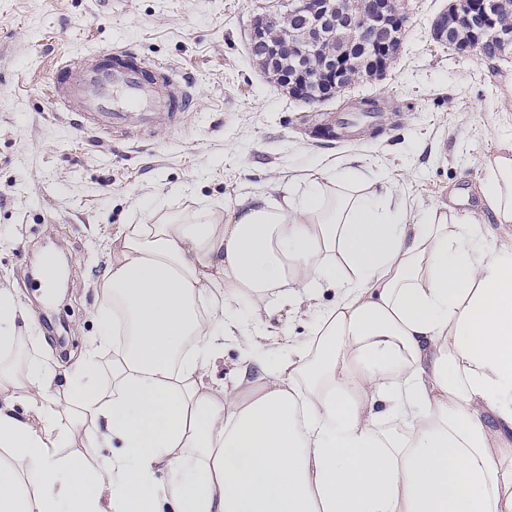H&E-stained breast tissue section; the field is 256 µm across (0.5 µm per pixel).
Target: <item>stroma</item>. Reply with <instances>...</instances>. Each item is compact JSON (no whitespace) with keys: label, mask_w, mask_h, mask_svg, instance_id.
I'll use <instances>...</instances> for the list:
<instances>
[{"label":"stroma","mask_w":512,"mask_h":512,"mask_svg":"<svg viewBox=\"0 0 512 512\" xmlns=\"http://www.w3.org/2000/svg\"><path fill=\"white\" fill-rule=\"evenodd\" d=\"M280 0H0V278L41 319L36 265L48 242L69 259L68 285L43 329L62 365L95 332V286L112 236L134 211L232 205L321 164L398 185L409 205L476 191L482 156L512 139V53L461 56L431 36L448 0H405L403 46L383 79L349 98L379 99L382 128L352 140L312 134L316 117L250 55L256 14ZM134 49L193 80L196 106L159 129L112 136L57 116L61 56Z\"/></svg>","instance_id":"1"}]
</instances>
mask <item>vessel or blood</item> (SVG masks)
<instances>
[{
    "instance_id": "b4317fda",
    "label": "vessel or blood",
    "mask_w": 512,
    "mask_h": 512,
    "mask_svg": "<svg viewBox=\"0 0 512 512\" xmlns=\"http://www.w3.org/2000/svg\"><path fill=\"white\" fill-rule=\"evenodd\" d=\"M50 96L63 113L76 116L101 133L131 124L167 127L191 109L195 90L168 62L143 68L130 49L110 51L108 59L90 55L60 61Z\"/></svg>"
}]
</instances>
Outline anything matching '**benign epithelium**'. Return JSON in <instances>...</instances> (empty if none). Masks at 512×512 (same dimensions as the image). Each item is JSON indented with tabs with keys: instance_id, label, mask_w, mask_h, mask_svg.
I'll return each instance as SVG.
<instances>
[{
	"instance_id": "1",
	"label": "benign epithelium",
	"mask_w": 512,
	"mask_h": 512,
	"mask_svg": "<svg viewBox=\"0 0 512 512\" xmlns=\"http://www.w3.org/2000/svg\"><path fill=\"white\" fill-rule=\"evenodd\" d=\"M403 0H294L295 12L304 20L297 33L288 20L271 11L260 16L250 31V41L265 47V73L282 83L288 94L319 111L318 99H305L300 88L310 82L327 92H336L350 76L349 51L361 48L370 57L368 78L384 74L382 63L398 55L393 25ZM502 0L476 5L470 0H449L450 13L437 16L431 26L434 40L446 43L465 56L490 34L512 42V29L498 22Z\"/></svg>"
}]
</instances>
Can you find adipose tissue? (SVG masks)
I'll return each mask as SVG.
<instances>
[{"mask_svg":"<svg viewBox=\"0 0 512 512\" xmlns=\"http://www.w3.org/2000/svg\"><path fill=\"white\" fill-rule=\"evenodd\" d=\"M481 166L497 236L353 168L152 204L63 392L0 279V512H512V144ZM273 295L305 340L262 320Z\"/></svg>","mask_w":512,"mask_h":512,"instance_id":"obj_1","label":"adipose tissue"}]
</instances>
